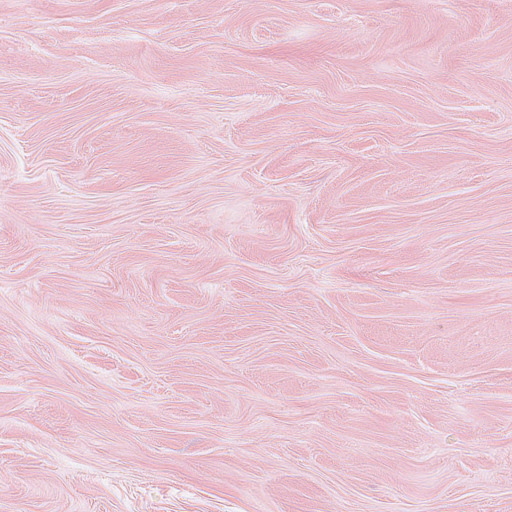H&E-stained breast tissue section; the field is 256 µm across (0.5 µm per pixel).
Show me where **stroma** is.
Listing matches in <instances>:
<instances>
[{"label": "stroma", "instance_id": "stroma-1", "mask_svg": "<svg viewBox=\"0 0 512 512\" xmlns=\"http://www.w3.org/2000/svg\"><path fill=\"white\" fill-rule=\"evenodd\" d=\"M0 512H512V0H0Z\"/></svg>", "mask_w": 512, "mask_h": 512}]
</instances>
